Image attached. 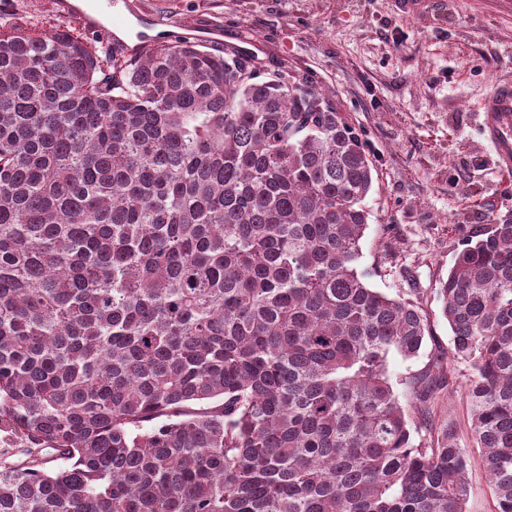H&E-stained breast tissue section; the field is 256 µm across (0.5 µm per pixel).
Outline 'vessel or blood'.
I'll list each match as a JSON object with an SVG mask.
<instances>
[{"label": "vessel or blood", "mask_w": 512, "mask_h": 512, "mask_svg": "<svg viewBox=\"0 0 512 512\" xmlns=\"http://www.w3.org/2000/svg\"><path fill=\"white\" fill-rule=\"evenodd\" d=\"M97 9L93 15L77 7L67 11L66 17L78 30L95 31L106 40L114 38L116 30L130 28L129 18L113 11L112 0H97ZM480 110L482 132L493 145L499 165L506 171L512 169V80L500 79Z\"/></svg>", "instance_id": "1"}]
</instances>
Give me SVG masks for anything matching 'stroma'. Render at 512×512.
<instances>
[{
	"label": "stroma",
	"instance_id": "35a3bbf8",
	"mask_svg": "<svg viewBox=\"0 0 512 512\" xmlns=\"http://www.w3.org/2000/svg\"><path fill=\"white\" fill-rule=\"evenodd\" d=\"M115 0L135 6L147 33L221 31L210 46H233L308 72L335 94L377 170L367 199L360 265L387 295L419 290L431 338L449 346L435 290L456 249L478 224L512 212L504 172L480 129L477 107L496 79L512 78V0ZM0 19L47 31L63 24L47 0H0ZM468 451L467 512H494L490 480L471 433L463 388L440 401Z\"/></svg>",
	"mask_w": 512,
	"mask_h": 512
}]
</instances>
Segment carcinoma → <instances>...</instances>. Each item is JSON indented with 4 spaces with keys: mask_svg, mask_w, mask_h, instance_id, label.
Masks as SVG:
<instances>
[{
    "mask_svg": "<svg viewBox=\"0 0 512 512\" xmlns=\"http://www.w3.org/2000/svg\"><path fill=\"white\" fill-rule=\"evenodd\" d=\"M375 173L298 71L0 25V512H467L450 359L512 512V213L457 249L407 409L388 358L429 329L358 268Z\"/></svg>",
    "mask_w": 512,
    "mask_h": 512,
    "instance_id": "cac0c4a2",
    "label": "carcinoma"
}]
</instances>
